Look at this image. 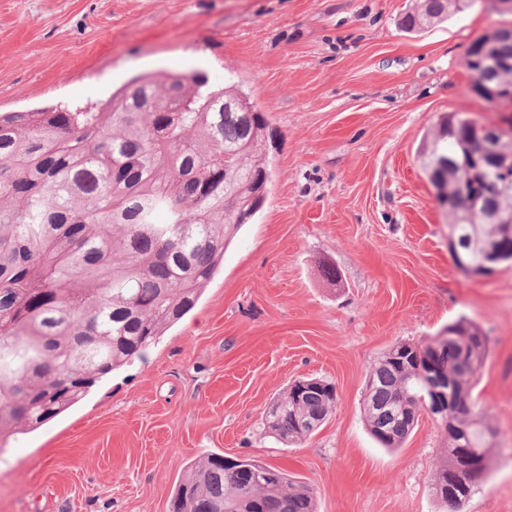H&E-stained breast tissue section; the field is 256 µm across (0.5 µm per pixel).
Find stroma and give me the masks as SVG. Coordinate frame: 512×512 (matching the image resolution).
I'll return each mask as SVG.
<instances>
[{
  "instance_id": "obj_1",
  "label": "stroma",
  "mask_w": 512,
  "mask_h": 512,
  "mask_svg": "<svg viewBox=\"0 0 512 512\" xmlns=\"http://www.w3.org/2000/svg\"><path fill=\"white\" fill-rule=\"evenodd\" d=\"M411 0H0V113L97 103L146 71L233 77L268 121V195L200 300L143 359L0 440V512H168L200 456L256 458L311 485L318 512H445L448 436L370 434L366 377L399 342L466 316L490 339L474 396L496 430L463 512H512V269L460 273L418 148L442 117L503 121L464 57L499 16L481 0L420 33ZM339 276L327 278L324 266ZM336 404L304 444L263 427L293 380Z\"/></svg>"
}]
</instances>
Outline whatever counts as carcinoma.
Here are the masks:
<instances>
[{
    "mask_svg": "<svg viewBox=\"0 0 512 512\" xmlns=\"http://www.w3.org/2000/svg\"><path fill=\"white\" fill-rule=\"evenodd\" d=\"M470 7L465 0H420L402 19L414 31ZM506 28L476 38L464 64L473 90L492 100L474 60H509L486 77L512 86ZM266 117L239 85L210 83L197 71L140 75L98 111L77 108L0 114V440L39 427L78 403L105 376L155 344L197 304L224 260V249L265 203L270 172ZM423 149L424 170L447 198L448 229L476 235L512 263V236L474 212L482 184L462 161L480 149V123L448 114ZM233 170L224 180V164ZM446 358L457 367L459 434L432 486L452 512L488 478L495 429L478 408L473 381L489 339L461 317ZM395 344L374 362L363 393L370 434L399 448L417 426L424 394L415 358ZM336 403L317 379L291 384L266 414L286 443L307 440ZM478 463L477 481L459 470ZM316 512L315 489L257 459L211 454L187 470L169 512Z\"/></svg>",
    "mask_w": 512,
    "mask_h": 512,
    "instance_id": "carcinoma-1",
    "label": "carcinoma"
}]
</instances>
